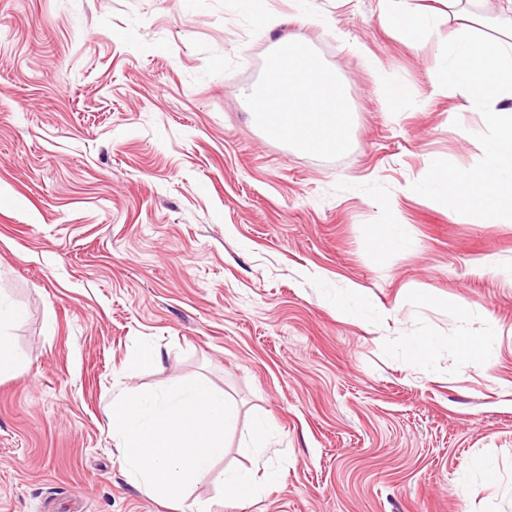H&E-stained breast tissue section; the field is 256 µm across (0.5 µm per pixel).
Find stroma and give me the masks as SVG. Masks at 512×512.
Listing matches in <instances>:
<instances>
[{
    "mask_svg": "<svg viewBox=\"0 0 512 512\" xmlns=\"http://www.w3.org/2000/svg\"><path fill=\"white\" fill-rule=\"evenodd\" d=\"M265 10L275 26L241 0H0V299L25 312L0 512H168L108 414L189 378L235 414L189 491L212 512H512V218L417 189L434 164L484 170L495 134L435 87L451 25L414 43L380 0ZM294 37L343 87L342 150L269 137L249 110ZM373 224L405 246L369 258ZM350 288L373 310L342 315ZM486 335L482 363L463 342ZM415 336L441 342L426 364ZM230 470L258 485L240 506Z\"/></svg>",
    "mask_w": 512,
    "mask_h": 512,
    "instance_id": "1",
    "label": "stroma"
}]
</instances>
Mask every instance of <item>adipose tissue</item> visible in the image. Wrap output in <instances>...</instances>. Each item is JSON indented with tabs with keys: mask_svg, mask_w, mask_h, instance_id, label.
<instances>
[{
	"mask_svg": "<svg viewBox=\"0 0 512 512\" xmlns=\"http://www.w3.org/2000/svg\"><path fill=\"white\" fill-rule=\"evenodd\" d=\"M458 21L442 49L446 61L438 89L465 88L471 108L484 112L496 133L490 165L478 174L451 173L431 166L419 187L447 210L470 216L512 206V17L490 19L466 8L464 0H442ZM285 64L273 65L265 84L251 97L253 114L269 135L285 137L305 150L345 146L351 115L335 74L323 69L298 42L285 43Z\"/></svg>",
	"mask_w": 512,
	"mask_h": 512,
	"instance_id": "1",
	"label": "adipose tissue"
}]
</instances>
